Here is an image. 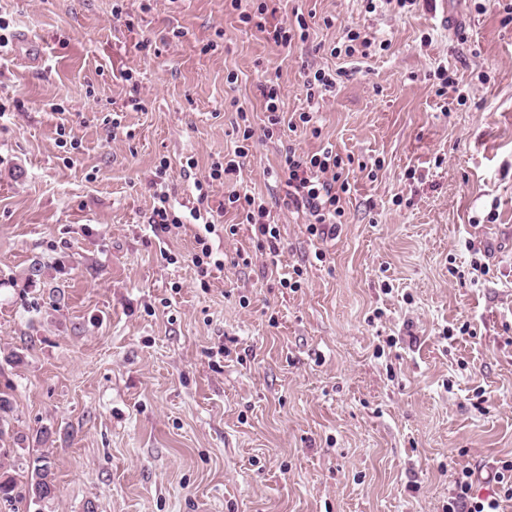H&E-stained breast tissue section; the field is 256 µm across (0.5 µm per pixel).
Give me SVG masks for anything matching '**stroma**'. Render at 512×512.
I'll list each match as a JSON object with an SVG mask.
<instances>
[{"label":"stroma","mask_w":512,"mask_h":512,"mask_svg":"<svg viewBox=\"0 0 512 512\" xmlns=\"http://www.w3.org/2000/svg\"><path fill=\"white\" fill-rule=\"evenodd\" d=\"M478 2L275 0L268 24H309L283 48L228 0H0V448L20 482L49 454L56 485L0 512H446L465 468L474 497L496 492L512 458V23ZM350 27L385 49L334 55ZM320 68L336 92L313 104ZM265 76L282 111L315 115L299 150L352 160L335 240L277 203ZM242 111L253 147L210 205L224 225L225 191L269 202L281 253L214 236L224 266L203 274L196 225L150 230L155 168L192 205L187 158L207 174ZM305 87L307 90V99L312 102L315 99L318 101L325 100L327 93L332 92L336 85V78L324 70H316L313 73L309 72L305 76Z\"/></svg>","instance_id":"stroma-1"}]
</instances>
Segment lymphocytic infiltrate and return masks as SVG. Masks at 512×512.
<instances>
[{
	"label": "lymphocytic infiltrate",
	"mask_w": 512,
	"mask_h": 512,
	"mask_svg": "<svg viewBox=\"0 0 512 512\" xmlns=\"http://www.w3.org/2000/svg\"><path fill=\"white\" fill-rule=\"evenodd\" d=\"M233 10L239 11L243 22H255L258 29L264 30L269 41L278 46L291 45L295 40L306 39L309 26L303 18L295 21L267 26L264 17L268 12L266 0H259L254 12L244 11L242 0H230ZM266 112L267 125L263 131L266 138L281 135L282 131H297L310 126L314 119L312 113H299L297 119H286L280 108L281 90L277 82L266 79L256 86ZM234 149L225 154L223 160L212 163L208 173L195 179L197 192L196 204L189 213H182L172 203L169 194H162L159 203L154 206L148 218L152 232L160 238L166 237L184 224L202 225V233L196 234V250L192 256L193 264L200 271L209 268H222L223 259L215 256L209 236L215 233L212 209L209 205L210 193L214 184L224 183L227 176L239 173L244 159L249 154L250 141L254 136L251 126L237 130ZM284 191L282 204L285 208L304 210L313 217L309 225L311 235L320 239H335L345 210L342 196L349 189V180L342 157L333 148L325 147L315 153L297 151L293 145H286L278 167L270 172ZM225 209L234 211L238 223L224 227L225 234L236 235L240 226H248L259 250L270 256H277L280 250L281 236L278 225L270 221V212L266 205L257 201L255 196L238 191H230L224 197ZM494 478L505 483L503 499L472 498V473L464 469L454 481L453 493L448 501V512H500L501 501H512V460L501 463L500 471Z\"/></svg>",
	"instance_id": "obj_1"
}]
</instances>
